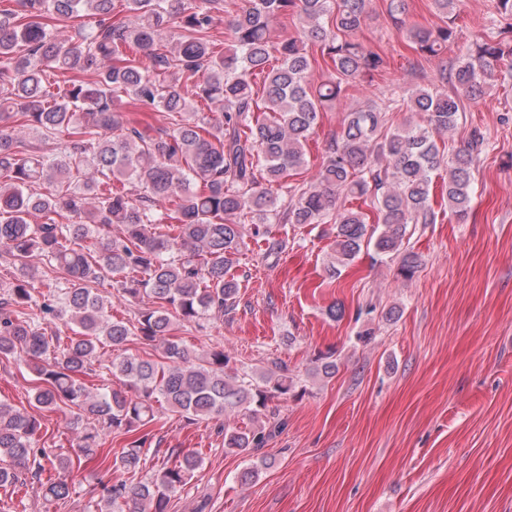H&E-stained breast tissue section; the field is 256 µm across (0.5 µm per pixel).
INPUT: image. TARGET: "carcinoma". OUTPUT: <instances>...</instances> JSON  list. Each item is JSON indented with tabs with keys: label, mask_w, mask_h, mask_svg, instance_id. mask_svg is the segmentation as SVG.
I'll return each instance as SVG.
<instances>
[{
	"label": "carcinoma",
	"mask_w": 512,
	"mask_h": 512,
	"mask_svg": "<svg viewBox=\"0 0 512 512\" xmlns=\"http://www.w3.org/2000/svg\"><path fill=\"white\" fill-rule=\"evenodd\" d=\"M367 0H241L223 20L224 0H125L123 22L110 21L114 0H22L24 13L0 9V111L17 126L0 125V254L18 264L0 293V357L35 373L40 410L64 404L82 422L76 457L37 446L41 420L0 402V486L38 482L45 506L73 493L75 459L96 456L114 432H135L157 408L187 421L221 419L251 405L267 407L294 387L286 374L256 381L230 367L214 348L192 356L176 332L224 317L239 302L237 256L279 226L331 225L327 270L334 277L366 240L398 258L397 276L413 278L420 256L405 247L408 226L435 223L432 176L442 182L448 210L463 220L473 199L472 170L485 147L475 132L459 147L443 136L457 127L466 100L476 101L512 65V0H492L494 39L478 37L445 68L450 90L413 91L409 112L422 121L387 127L388 108L367 102L345 113L328 144L318 182L288 185L307 165L305 145L320 118L362 75L388 70L379 52L350 38ZM448 23L410 29L415 50L445 59L455 37L459 0H434ZM296 14L297 37L275 41L270 21ZM55 14L93 18L75 43L54 37ZM224 24L229 43L216 49L210 32ZM314 44L333 74L317 86L310 72ZM93 70L87 83L77 74ZM205 73L201 81L195 80ZM64 88L51 90L50 76ZM261 82H256V79ZM260 89H255V86ZM163 114L156 134L133 126L122 97ZM206 103L201 112L194 103ZM29 128L44 148L19 137ZM67 139L57 140L60 133ZM125 181L141 192L112 186ZM371 198L377 226L348 206ZM39 215L40 224L31 223ZM74 223H68V220ZM38 255L53 273L36 287L27 258ZM111 276L116 297L151 301L133 319L112 316V302L92 288ZM61 323L67 339L47 333ZM134 340L163 343L158 360L127 353ZM109 359L112 385L81 381L87 366ZM278 414L254 427H223L224 450L249 455L265 447ZM148 435L113 458L132 475L142 470ZM145 482L104 484L94 512H169L171 494L202 466L194 452L171 451ZM47 478H41L45 471Z\"/></svg>",
	"instance_id": "cac0c4a2"
}]
</instances>
